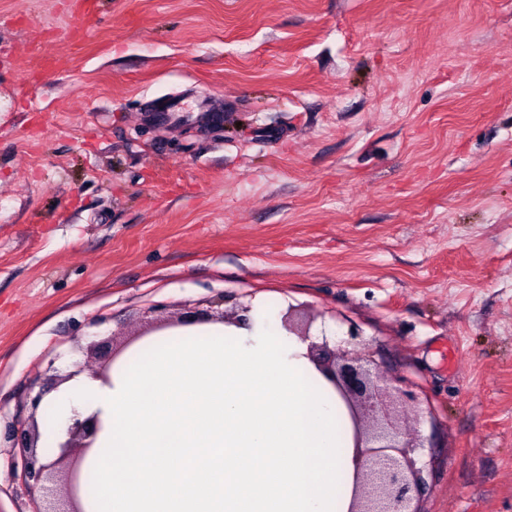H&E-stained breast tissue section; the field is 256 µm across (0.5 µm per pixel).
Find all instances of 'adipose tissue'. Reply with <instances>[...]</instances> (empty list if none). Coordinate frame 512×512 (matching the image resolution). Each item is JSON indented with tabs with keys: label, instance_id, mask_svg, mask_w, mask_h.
Instances as JSON below:
<instances>
[{
	"label": "adipose tissue",
	"instance_id": "obj_1",
	"mask_svg": "<svg viewBox=\"0 0 512 512\" xmlns=\"http://www.w3.org/2000/svg\"><path fill=\"white\" fill-rule=\"evenodd\" d=\"M309 343L263 310L157 336L113 368L47 394L37 448L97 419L83 512H349L361 457L347 406Z\"/></svg>",
	"mask_w": 512,
	"mask_h": 512
}]
</instances>
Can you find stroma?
I'll use <instances>...</instances> for the list:
<instances>
[{
  "instance_id": "35a3bbf8",
  "label": "stroma",
  "mask_w": 512,
  "mask_h": 512,
  "mask_svg": "<svg viewBox=\"0 0 512 512\" xmlns=\"http://www.w3.org/2000/svg\"><path fill=\"white\" fill-rule=\"evenodd\" d=\"M81 2L0 0V512L48 364L219 294L357 327L423 512H512V0Z\"/></svg>"
}]
</instances>
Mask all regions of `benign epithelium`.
Returning <instances> with one entry per match:
<instances>
[{
    "instance_id": "1",
    "label": "benign epithelium",
    "mask_w": 512,
    "mask_h": 512,
    "mask_svg": "<svg viewBox=\"0 0 512 512\" xmlns=\"http://www.w3.org/2000/svg\"><path fill=\"white\" fill-rule=\"evenodd\" d=\"M224 313H214L213 305L198 308L193 314L173 323L188 327L223 323ZM349 340L330 345L327 337L309 346L314 365L327 374L345 401L355 432L362 463L356 474L350 512H423L414 506L421 499L425 483L416 466L417 444L409 432L405 408L414 400L412 392L387 378L366 355L349 346L362 344L359 330H348ZM99 430L92 419L76 420L68 427V439L53 461L37 464L34 448L39 438L35 425L13 427L17 441L15 465L20 478L33 495L34 512H82L78 499L81 489V462L93 447ZM78 454L71 468L61 464L71 451Z\"/></svg>"
}]
</instances>
